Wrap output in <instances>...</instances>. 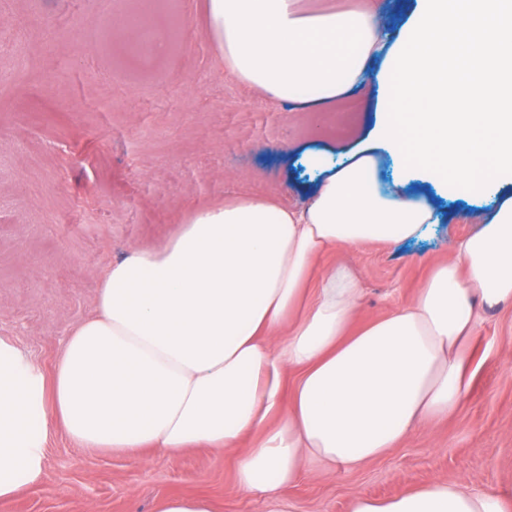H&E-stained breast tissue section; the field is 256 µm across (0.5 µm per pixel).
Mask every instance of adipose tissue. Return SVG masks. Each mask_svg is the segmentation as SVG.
Listing matches in <instances>:
<instances>
[{"label":"adipose tissue","mask_w":512,"mask_h":512,"mask_svg":"<svg viewBox=\"0 0 512 512\" xmlns=\"http://www.w3.org/2000/svg\"><path fill=\"white\" fill-rule=\"evenodd\" d=\"M297 2L207 0L225 68L277 99L311 88L333 100L388 52L375 140L400 171L459 191L512 178V0H418L394 41L373 13L309 19ZM312 163L308 206L234 196L106 267L97 312L53 373L0 336V506L42 481L57 427L91 450L238 452L239 493L286 512L278 494L304 463L361 469L456 411L481 306L512 301V198L410 303L356 329L353 272L312 279L313 258L418 239L439 217L381 180L369 146ZM347 512H512V496L433 481L384 500L356 494Z\"/></svg>","instance_id":"ef3b65f1"}]
</instances>
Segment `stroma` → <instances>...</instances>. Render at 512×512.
Returning a JSON list of instances; mask_svg holds the SVG:
<instances>
[{
  "instance_id": "1",
  "label": "stroma",
  "mask_w": 512,
  "mask_h": 512,
  "mask_svg": "<svg viewBox=\"0 0 512 512\" xmlns=\"http://www.w3.org/2000/svg\"><path fill=\"white\" fill-rule=\"evenodd\" d=\"M417 0H299L314 17L369 9L392 33ZM204 0H180L196 38L154 67L129 66L134 30L124 0H0V336L52 372L72 328L91 316L102 271L134 246H161L200 205L271 195L307 204L312 153L338 156L376 125L379 87L336 101L272 98L224 70ZM440 221L417 241L339 247L315 273L348 265L359 320L414 298L437 265L504 197L458 193L410 179ZM471 381L448 419L414 431L396 451L355 472L303 476L281 495L294 512H346L356 493L387 498L432 480L512 495V302L482 308ZM236 457L211 448L131 456L78 449L55 429L43 480L0 512H155L171 496L207 498L215 512H268L237 493Z\"/></svg>"
}]
</instances>
